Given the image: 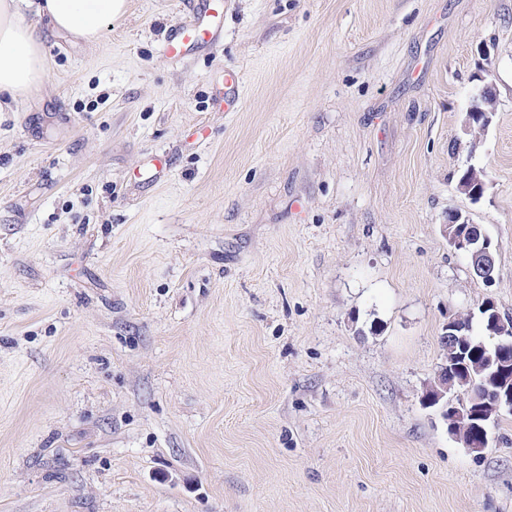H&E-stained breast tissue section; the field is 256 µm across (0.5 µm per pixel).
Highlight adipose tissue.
I'll return each instance as SVG.
<instances>
[{"instance_id": "1", "label": "adipose tissue", "mask_w": 512, "mask_h": 512, "mask_svg": "<svg viewBox=\"0 0 512 512\" xmlns=\"http://www.w3.org/2000/svg\"><path fill=\"white\" fill-rule=\"evenodd\" d=\"M126 6L127 0H0V97L43 88L45 31L94 41Z\"/></svg>"}]
</instances>
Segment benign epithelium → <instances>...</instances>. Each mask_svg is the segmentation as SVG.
<instances>
[{"label":"benign epithelium","mask_w":512,"mask_h":512,"mask_svg":"<svg viewBox=\"0 0 512 512\" xmlns=\"http://www.w3.org/2000/svg\"><path fill=\"white\" fill-rule=\"evenodd\" d=\"M496 92L492 83L486 82L472 97L469 107L462 122L464 138L459 140V147L466 150V163L468 184L460 183L457 191L466 196L469 200L478 202L484 195L487 187V173L485 168L472 163L476 143L481 132L490 125V115L495 112ZM469 223L462 212L453 210L448 212V221L442 225L443 233L448 235L451 247L474 262L478 257L490 258L497 252V247L492 245L490 238H485L482 243H477L473 238L456 232L450 234L448 229L453 224ZM462 327L454 321L448 322V332L443 336V342L451 346L467 345V336L460 333ZM491 336L495 338V355L498 359V366L508 364L512 358V319L496 315L490 326ZM467 393L457 390L448 392V366L442 365L438 371L437 385L431 386L422 395L424 404L433 407L440 406L443 418L448 422V431L451 435H457V426L465 419L477 418L487 421L491 416H499L507 409L512 411V386L502 385L495 391L494 397L481 402V407L472 410L466 403Z\"/></svg>","instance_id":"benign-epithelium-1"}]
</instances>
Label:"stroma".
Here are the masks:
<instances>
[{"instance_id": "obj_1", "label": "stroma", "mask_w": 512, "mask_h": 512, "mask_svg": "<svg viewBox=\"0 0 512 512\" xmlns=\"http://www.w3.org/2000/svg\"><path fill=\"white\" fill-rule=\"evenodd\" d=\"M185 17L47 38L0 106V512H512V412L477 455L421 400L449 317H512V0H224L164 60ZM183 5L189 19L170 26L162 45L166 59L183 57L197 46H217L224 36V1L184 0ZM495 106V88L491 82H485L472 97L462 122V132L463 135L466 136V139H459V147L460 149H465L467 152V158L465 161V163H467V170L463 167L458 171L459 174L457 181L460 182L466 179V171L468 172V178L465 182L458 183L456 188L460 194L476 203L481 200L484 195V191L486 190L487 173L484 167H479L474 163H471V161L475 153L477 139L481 132L485 131V129L490 125V115H493V112H495ZM481 115L486 117L482 122L476 119ZM474 120H477V125L474 124ZM472 185L479 186L480 189L472 191ZM469 223H472L471 220L469 221L468 217L463 218L462 212L458 210L448 212L447 224H442V228L444 235L449 239L451 247L455 251L464 254L469 258V261L472 262H475L478 256L492 258V256L496 254L498 248L497 245H494L493 247L491 246L492 241L489 237L485 236L484 241L481 244H478L472 237H465L464 234H458L456 231H454L452 235L448 234V229L452 224H455V227H457L460 232L466 231L468 235L481 237L485 235L479 224Z\"/></svg>"}]
</instances>
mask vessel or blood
<instances>
[{
    "label": "vessel or blood",
    "instance_id": "b4317fda",
    "mask_svg": "<svg viewBox=\"0 0 512 512\" xmlns=\"http://www.w3.org/2000/svg\"><path fill=\"white\" fill-rule=\"evenodd\" d=\"M187 20L172 24L162 45V55L177 59L197 46L219 45L224 36L223 0H183Z\"/></svg>",
    "mask_w": 512,
    "mask_h": 512
}]
</instances>
